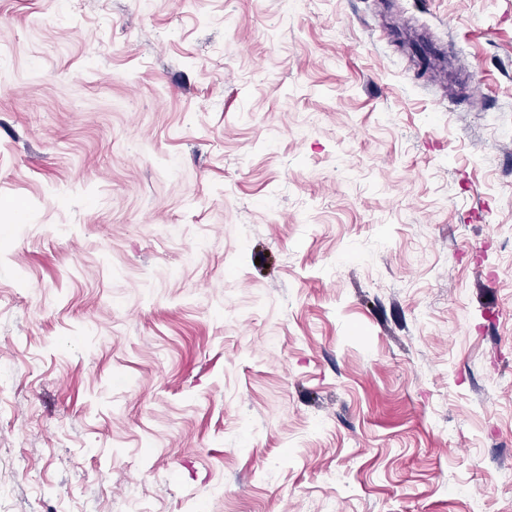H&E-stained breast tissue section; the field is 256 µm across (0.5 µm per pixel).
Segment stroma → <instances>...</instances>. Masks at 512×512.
Instances as JSON below:
<instances>
[{"instance_id": "35a3bbf8", "label": "stroma", "mask_w": 512, "mask_h": 512, "mask_svg": "<svg viewBox=\"0 0 512 512\" xmlns=\"http://www.w3.org/2000/svg\"><path fill=\"white\" fill-rule=\"evenodd\" d=\"M0 512H512V0H0Z\"/></svg>"}]
</instances>
